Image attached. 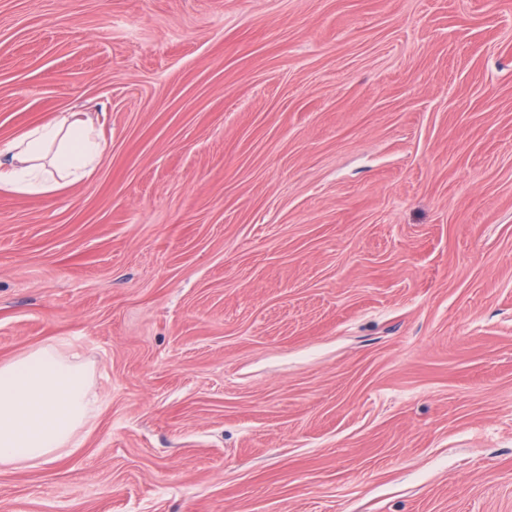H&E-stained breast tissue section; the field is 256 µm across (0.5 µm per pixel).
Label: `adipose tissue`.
I'll use <instances>...</instances> for the list:
<instances>
[{
    "mask_svg": "<svg viewBox=\"0 0 512 512\" xmlns=\"http://www.w3.org/2000/svg\"><path fill=\"white\" fill-rule=\"evenodd\" d=\"M108 142L82 110L0 144V189L35 197L90 179ZM101 408L94 370L74 350L41 345L0 363V468L43 467L73 452Z\"/></svg>",
    "mask_w": 512,
    "mask_h": 512,
    "instance_id": "adipose-tissue-1",
    "label": "adipose tissue"
}]
</instances>
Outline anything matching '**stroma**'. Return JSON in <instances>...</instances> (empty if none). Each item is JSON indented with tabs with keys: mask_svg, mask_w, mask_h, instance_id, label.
<instances>
[{
	"mask_svg": "<svg viewBox=\"0 0 512 512\" xmlns=\"http://www.w3.org/2000/svg\"><path fill=\"white\" fill-rule=\"evenodd\" d=\"M0 362L94 368L0 512H512V0H0ZM108 142L82 109L61 112L0 145V189L35 197L90 179Z\"/></svg>",
	"mask_w": 512,
	"mask_h": 512,
	"instance_id": "35a3bbf8",
	"label": "stroma"
}]
</instances>
